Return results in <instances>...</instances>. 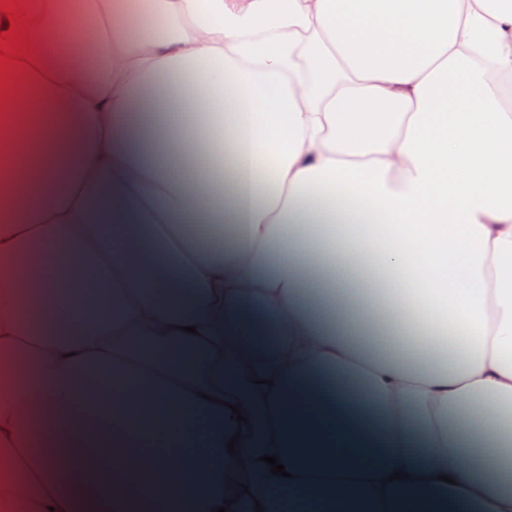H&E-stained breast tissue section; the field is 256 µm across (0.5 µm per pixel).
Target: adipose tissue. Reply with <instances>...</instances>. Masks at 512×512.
Masks as SVG:
<instances>
[{"instance_id":"ef3b65f1","label":"adipose tissue","mask_w":512,"mask_h":512,"mask_svg":"<svg viewBox=\"0 0 512 512\" xmlns=\"http://www.w3.org/2000/svg\"><path fill=\"white\" fill-rule=\"evenodd\" d=\"M25 7L0 512H512V0Z\"/></svg>"}]
</instances>
